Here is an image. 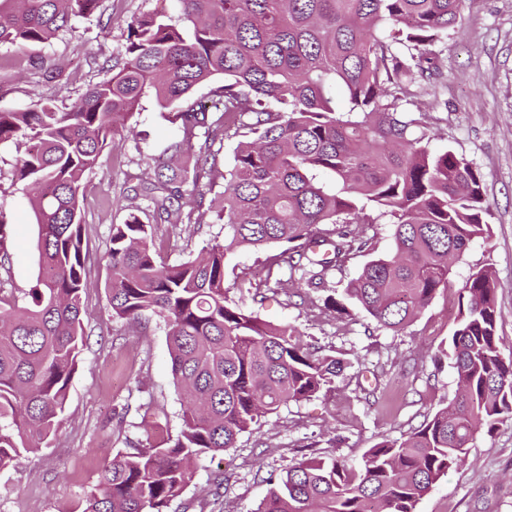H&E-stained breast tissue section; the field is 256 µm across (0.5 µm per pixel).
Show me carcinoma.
Here are the masks:
<instances>
[{"label": "carcinoma", "mask_w": 512, "mask_h": 512, "mask_svg": "<svg viewBox=\"0 0 512 512\" xmlns=\"http://www.w3.org/2000/svg\"><path fill=\"white\" fill-rule=\"evenodd\" d=\"M100 0H0V45H46L95 13ZM171 15L126 22L109 76L66 112L48 102L0 111V145L18 156L12 183L28 193L38 226V276L28 300L0 296V469L53 434L84 344L85 176L102 164L117 123L151 95L173 129L138 149L149 174L131 186L147 220L128 212L106 245L112 317L162 319L183 428L171 444L120 453L87 495L85 512H166L192 481L196 461L235 447L261 418L334 383L349 362L304 347L292 325H271L227 298V257L241 247L284 246L265 278L233 287L261 303L297 281L324 284L330 270L371 247L350 229L392 224L394 253L369 260L325 308L346 301L376 327H408L448 287L450 260L490 234L481 176L453 150L434 151L415 87L436 86L448 29L464 0H175ZM215 79L212 109L186 100ZM346 100L336 105L334 91ZM235 138L231 166L213 146ZM332 174L334 187L317 180ZM224 185L216 220L224 242L169 263L162 224H205V197ZM330 224L332 228L320 229ZM288 279H283V270ZM498 282L472 274L448 342L455 394L419 426L383 438L361 457H303L286 468L257 512H416L476 436L512 420V358L498 347Z\"/></svg>", "instance_id": "cac0c4a2"}]
</instances>
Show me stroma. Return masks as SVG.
Wrapping results in <instances>:
<instances>
[{
	"instance_id": "obj_1",
	"label": "stroma",
	"mask_w": 512,
	"mask_h": 512,
	"mask_svg": "<svg viewBox=\"0 0 512 512\" xmlns=\"http://www.w3.org/2000/svg\"><path fill=\"white\" fill-rule=\"evenodd\" d=\"M174 7V0H101L96 16L75 19L72 31L50 46L22 53L0 47V110L37 101L67 110L89 83L106 77L109 60L126 40V19ZM47 57L64 68L65 80L50 78L41 64ZM442 72L437 89L421 85L416 99L432 147L454 150L480 174L492 211L489 236L472 243L455 263L447 289L396 333L371 327L356 308L341 321L324 311L325 298L343 295L367 254L329 272L323 287L293 288L258 305L232 282L261 278L277 246L230 254L229 299L268 323L297 326L304 342L333 351L349 366L316 396L262 418L234 448L197 461L193 481L168 512H255L267 479L303 455L358 457L381 437L396 438L420 425L454 394L446 352L458 296L468 277L487 266L498 280L501 350L512 357V0H466L459 24L444 40ZM160 112L154 98H144L140 113L113 136L102 165L86 180L83 253L89 287L79 368L56 433L0 470V512H84L87 493L117 453L175 439L182 428L163 321L153 317L142 327L113 318L105 291L106 244L113 225L128 213L124 190L147 171L135 141L153 143L167 133ZM0 214L9 225V263L0 268V284L21 303L38 275L37 226L26 192L6 177L0 179ZM158 232L170 239L163 251L170 263L181 259V245L198 250L224 238L220 224L163 225ZM145 403L152 407L148 421L142 418ZM218 472L225 486L219 497L212 486ZM417 512H512V421L493 434H478L468 464L443 477Z\"/></svg>"
}]
</instances>
